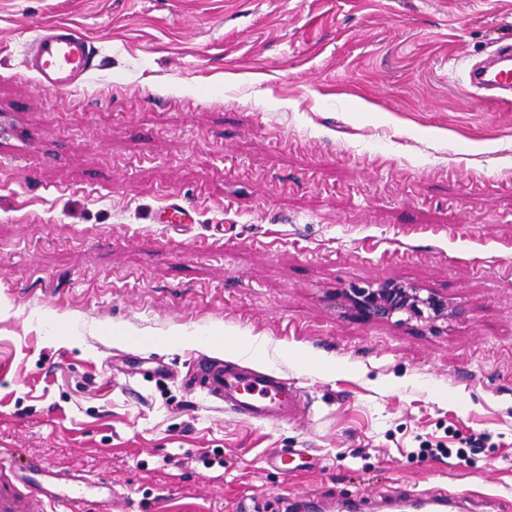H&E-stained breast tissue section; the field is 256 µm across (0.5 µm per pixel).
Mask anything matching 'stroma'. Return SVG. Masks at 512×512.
Segmentation results:
<instances>
[{"label": "stroma", "mask_w": 512, "mask_h": 512, "mask_svg": "<svg viewBox=\"0 0 512 512\" xmlns=\"http://www.w3.org/2000/svg\"><path fill=\"white\" fill-rule=\"evenodd\" d=\"M54 24L93 41L66 91L26 64ZM508 31L512 0H0V451L112 512H512V102L465 82ZM394 279L452 315L331 299ZM197 356L295 415L205 400ZM185 384L224 408L247 419L286 423L297 409L298 393L288 380L235 363L195 360Z\"/></svg>", "instance_id": "35a3bbf8"}]
</instances>
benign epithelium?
Listing matches in <instances>:
<instances>
[{
    "instance_id": "7a95c632",
    "label": "benign epithelium",
    "mask_w": 512,
    "mask_h": 512,
    "mask_svg": "<svg viewBox=\"0 0 512 512\" xmlns=\"http://www.w3.org/2000/svg\"><path fill=\"white\" fill-rule=\"evenodd\" d=\"M335 297L336 307L365 321H390L403 313L420 321L448 317L447 297L396 280L376 288L338 289Z\"/></svg>"
}]
</instances>
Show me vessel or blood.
<instances>
[{
	"label": "vessel or blood",
	"mask_w": 512,
	"mask_h": 512,
	"mask_svg": "<svg viewBox=\"0 0 512 512\" xmlns=\"http://www.w3.org/2000/svg\"><path fill=\"white\" fill-rule=\"evenodd\" d=\"M497 63L468 71L470 87L486 90L489 99L512 94V36L498 38ZM34 64L48 90H66L93 68L88 38L61 24L34 39ZM186 385L225 409L269 424L288 422L297 409L298 393L275 374L235 363L196 359ZM95 498L99 512H110L112 484L94 481L40 464L0 455V512H80L87 498Z\"/></svg>",
	"instance_id": "1"
}]
</instances>
